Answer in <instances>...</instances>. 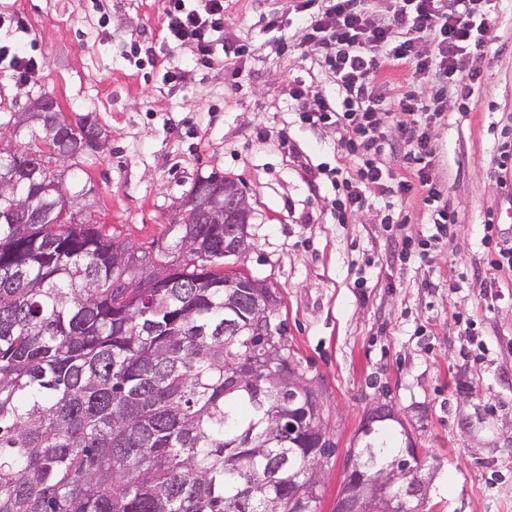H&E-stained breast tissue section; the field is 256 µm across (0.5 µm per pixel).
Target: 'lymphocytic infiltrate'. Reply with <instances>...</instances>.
<instances>
[{
    "mask_svg": "<svg viewBox=\"0 0 512 512\" xmlns=\"http://www.w3.org/2000/svg\"><path fill=\"white\" fill-rule=\"evenodd\" d=\"M369 2L301 0L302 42L328 64L344 98L336 109L309 98L298 86L292 87L290 96L302 122L336 127L341 149L362 158L357 174L342 180L346 201L356 209L365 202L364 188L384 187L386 171L377 158L386 134L377 106L386 102L388 114L405 134L404 156L412 174L398 183L397 190L404 196L421 193L433 203L431 221L442 232L456 218L448 206L438 205L439 194L428 174L434 150L418 124L426 107L410 92L384 100L387 84L380 72L389 64L412 63L418 72H429L432 79L447 84L451 95L469 99L480 75L471 51L481 47L491 30L482 9L484 0H391L392 15L386 21L375 18ZM427 34L438 40V56L430 66L417 62L415 54L416 40ZM162 39L169 45H192L204 65L223 63L216 48L233 40L224 31V0H165ZM43 67V61L23 55L14 43L0 42L1 77L28 86L37 81Z\"/></svg>",
    "mask_w": 512,
    "mask_h": 512,
    "instance_id": "f902f5d3",
    "label": "lymphocytic infiltrate"
}]
</instances>
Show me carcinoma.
<instances>
[{"mask_svg":"<svg viewBox=\"0 0 512 512\" xmlns=\"http://www.w3.org/2000/svg\"><path fill=\"white\" fill-rule=\"evenodd\" d=\"M101 135L95 116L57 103L27 124L0 115V512H295L289 490L318 474L288 420L323 415L306 391L288 399L262 328L224 306V225L186 224L153 253L88 214L60 218L93 192L80 160ZM224 181L197 180L185 203ZM172 262V284L122 287ZM242 361L257 384L229 382ZM362 442L361 465L408 455L388 420Z\"/></svg>","mask_w":512,"mask_h":512,"instance_id":"carcinoma-1","label":"carcinoma"}]
</instances>
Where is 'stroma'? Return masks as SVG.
<instances>
[{"mask_svg": "<svg viewBox=\"0 0 512 512\" xmlns=\"http://www.w3.org/2000/svg\"><path fill=\"white\" fill-rule=\"evenodd\" d=\"M299 0H229L226 29L247 59L240 77L172 53L193 78L174 87L139 49L160 43L163 0H0V39L42 59L34 84L0 79V113L37 92L66 115L93 113L106 144L81 165L89 211L115 240L173 247L175 218L194 182L234 180L251 206L249 249L228 268L278 289L280 317L300 370L320 390L335 444L321 472L317 512H334L345 466L371 402L403 420L433 472L427 512H512V273L492 270L483 225L512 223V169L498 170L512 134V0H487L492 28L475 55L474 95L438 104V85L414 69L390 71L395 92L441 106L427 133L428 168L455 211L453 236L393 261L402 235L434 234L431 208L401 196L337 209L330 170L354 173L335 128L301 123L289 89L335 100L324 61L299 39ZM275 9L285 30L257 26Z\"/></svg>", "mask_w": 512, "mask_h": 512, "instance_id": "obj_1", "label": "stroma"}]
</instances>
